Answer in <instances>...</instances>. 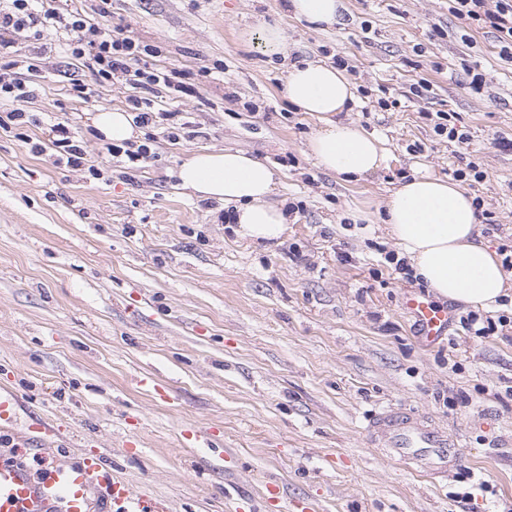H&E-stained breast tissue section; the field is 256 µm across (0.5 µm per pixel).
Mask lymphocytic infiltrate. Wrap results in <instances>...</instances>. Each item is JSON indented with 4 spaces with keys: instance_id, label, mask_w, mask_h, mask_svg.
<instances>
[{
    "instance_id": "lymphocytic-infiltrate-1",
    "label": "lymphocytic infiltrate",
    "mask_w": 512,
    "mask_h": 512,
    "mask_svg": "<svg viewBox=\"0 0 512 512\" xmlns=\"http://www.w3.org/2000/svg\"><path fill=\"white\" fill-rule=\"evenodd\" d=\"M448 10L458 19L477 21L491 28L503 52L512 51V0H450ZM48 28L63 32L67 52L90 69L98 81L121 77L138 89V97L131 100L136 124L161 126L171 120V112L155 109L150 98L157 86L169 81L167 73L147 64L151 48L130 37L111 34L79 9L60 11L54 0H0L1 50L11 46L6 33L37 34ZM49 144L58 161L72 167L83 166L85 151L68 121L60 120L50 126Z\"/></svg>"
}]
</instances>
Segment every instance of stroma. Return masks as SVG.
<instances>
[{
	"label": "stroma",
	"instance_id": "obj_1",
	"mask_svg": "<svg viewBox=\"0 0 512 512\" xmlns=\"http://www.w3.org/2000/svg\"><path fill=\"white\" fill-rule=\"evenodd\" d=\"M342 2L322 29L283 0H78L189 87L164 92L183 127L175 140L155 129L143 168L110 162L88 120L129 110L123 81L96 83L51 31L0 55L36 90L22 137L0 131V389L22 403L18 431L44 424L72 461L104 451L113 477L167 512H512V329L465 335L456 303L425 346L402 303L426 288L386 261L398 246L379 221L403 180L475 160L487 177L466 191L495 219L483 235L512 245V150L495 144L512 139V62L448 0ZM263 25L285 30L286 55L243 40ZM339 56L355 94L344 119L390 155L358 181L313 163L318 124L279 95L292 63ZM384 95L398 107L381 110ZM426 111L455 113L468 143L437 135ZM57 118L79 131L85 169L31 152ZM201 149L273 169L272 201L293 209L279 241L240 239L230 208L178 187ZM389 407L456 434L461 464L429 478L382 458L365 424Z\"/></svg>",
	"mask_w": 512,
	"mask_h": 512
}]
</instances>
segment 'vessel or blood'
<instances>
[{
  "label": "vessel or blood",
  "mask_w": 512,
  "mask_h": 512,
  "mask_svg": "<svg viewBox=\"0 0 512 512\" xmlns=\"http://www.w3.org/2000/svg\"><path fill=\"white\" fill-rule=\"evenodd\" d=\"M403 306L429 344L445 336L453 319L451 310L423 295H406ZM20 407L17 395L0 390V428L14 424ZM368 437L389 461L414 472L444 476L461 462L457 439L408 411L388 409L375 415L368 425ZM24 452L21 446L11 457L0 451V512H96L94 496L100 491L111 500L112 512H157L155 504L113 479L102 455L58 462L48 478L38 483L17 461Z\"/></svg>",
  "instance_id": "b4317fda"
}]
</instances>
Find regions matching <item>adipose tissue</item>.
<instances>
[{
    "label": "adipose tissue",
    "instance_id": "1",
    "mask_svg": "<svg viewBox=\"0 0 512 512\" xmlns=\"http://www.w3.org/2000/svg\"><path fill=\"white\" fill-rule=\"evenodd\" d=\"M279 94L317 120L308 152L318 167L351 181L387 167L389 155L380 140L339 117L354 92L338 68L292 64ZM177 177L199 198L233 207L241 239L272 242L287 230L288 211L268 201L273 170L247 152L192 153ZM383 223L415 276L438 297L491 308L512 285L481 235L472 198L447 179L421 174L401 182L386 201Z\"/></svg>",
    "mask_w": 512,
    "mask_h": 512
}]
</instances>
